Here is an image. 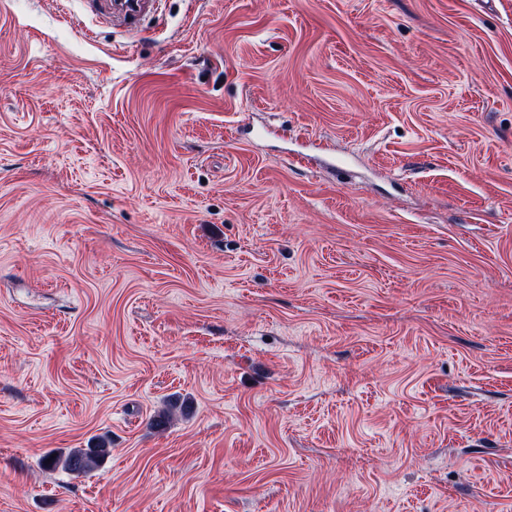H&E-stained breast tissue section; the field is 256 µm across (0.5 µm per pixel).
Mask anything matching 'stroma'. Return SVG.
Returning a JSON list of instances; mask_svg holds the SVG:
<instances>
[{
  "label": "stroma",
  "instance_id": "stroma-1",
  "mask_svg": "<svg viewBox=\"0 0 512 512\" xmlns=\"http://www.w3.org/2000/svg\"><path fill=\"white\" fill-rule=\"evenodd\" d=\"M0 512H512V0H0ZM110 448H74L66 456L45 458V465L48 468H56L61 464L62 468L70 473L83 474L97 467L99 463L109 455ZM51 459V462H47Z\"/></svg>",
  "mask_w": 512,
  "mask_h": 512
}]
</instances>
